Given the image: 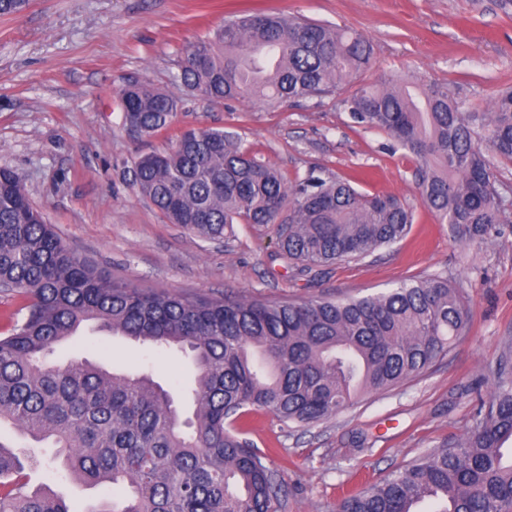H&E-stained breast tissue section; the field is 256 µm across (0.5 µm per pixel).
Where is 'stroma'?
<instances>
[{
	"mask_svg": "<svg viewBox=\"0 0 512 512\" xmlns=\"http://www.w3.org/2000/svg\"><path fill=\"white\" fill-rule=\"evenodd\" d=\"M244 9L356 29L371 43L374 64L339 95L274 109L192 95L178 78L185 49ZM398 77L448 86L465 111H487L512 89V0H29L20 13L0 15V167L23 177L63 241L112 280L154 292L288 301L364 296L435 273L460 288L466 336L422 375L310 426L262 410L239 423L285 487L281 512H336L343 498L464 435L512 337V223L487 242L455 240L421 202L416 158L388 150L386 134L354 123L343 105L362 86ZM130 81L179 100L175 129L235 132L287 184L316 171L365 193L399 196L414 211L409 233L315 275L278 257L269 227L242 223L219 242L168 223L132 186L134 158L166 149L170 136L127 135L118 92ZM102 356L114 370L152 373L178 398L192 378L180 352L94 327L54 354ZM37 456L32 483L63 493L76 512L111 497L63 478L53 449Z\"/></svg>",
	"mask_w": 512,
	"mask_h": 512,
	"instance_id": "obj_1",
	"label": "stroma"
}]
</instances>
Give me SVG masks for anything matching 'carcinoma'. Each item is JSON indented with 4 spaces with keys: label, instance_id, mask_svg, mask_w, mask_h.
<instances>
[{
    "label": "carcinoma",
    "instance_id": "cac0c4a2",
    "mask_svg": "<svg viewBox=\"0 0 512 512\" xmlns=\"http://www.w3.org/2000/svg\"><path fill=\"white\" fill-rule=\"evenodd\" d=\"M372 48L335 26L256 11L230 18L191 46L180 81L203 98L266 105L339 93L371 66ZM126 129L151 137L173 124L177 103L140 83L119 91ZM358 124L414 154L421 201L464 243L512 223L493 168L512 162V91L489 112H466L446 87L399 82L343 100ZM491 152H486L483 144ZM132 183L166 220L212 241L240 222L271 226L278 256L311 273L403 239L410 206L348 181L310 173L288 186L276 168L222 129H187L132 164ZM0 292L24 297L22 318L0 333V512H70L66 499L31 488L26 468L49 443L72 479L111 486L89 512H280L284 489L234 424L252 409L311 425L425 372L461 340L469 311L441 275L364 297L281 301L255 296L157 293L107 278L68 247L31 202L23 178L0 167ZM157 350L177 347L195 369L192 416L146 373L84 358L48 361L85 322ZM512 344L503 347L473 426L336 512H512Z\"/></svg>",
    "mask_w": 512,
    "mask_h": 512
}]
</instances>
